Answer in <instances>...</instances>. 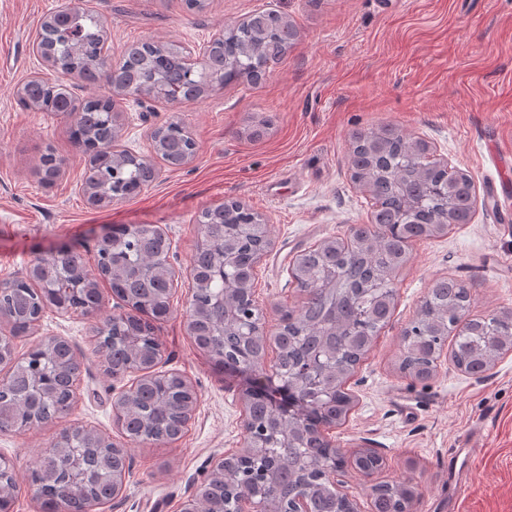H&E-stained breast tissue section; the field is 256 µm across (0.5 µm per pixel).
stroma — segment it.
Here are the masks:
<instances>
[{
	"label": "stroma",
	"mask_w": 512,
	"mask_h": 512,
	"mask_svg": "<svg viewBox=\"0 0 512 512\" xmlns=\"http://www.w3.org/2000/svg\"><path fill=\"white\" fill-rule=\"evenodd\" d=\"M206 3L195 13L184 0H86L105 22L115 61L148 39L201 58L214 35L257 10L279 12L297 30L291 49L258 86H218L182 104L115 97L119 148L150 155L152 131L178 117L197 155L178 169L154 159L158 176L146 190L99 208L84 195L86 157L70 139L66 118L18 103V89L51 70L32 43L60 0H0V281L63 246L75 247L94 268L95 239L108 228L161 226L171 242L176 288L170 315L156 328L160 368L191 380L198 397L176 443H134L114 425L112 402L130 379L105 374L94 351L93 326L122 311L104 283L95 315L52 309L31 336L17 340L21 354L36 340L65 338L84 365L70 414L0 433V456L22 474L63 428L92 427L130 458L122 496L95 512H179L209 462L244 440L238 379L214 366L186 328L199 212L233 199L262 216L272 247L256 266L254 298L275 329L280 308L302 301L289 275L292 257L371 223V201L350 178V137L390 124L471 175L477 203L470 223L413 241L411 259L396 277L393 316L348 378L353 407L328 437L345 456L368 448L384 459L369 479L345 470V489L361 512H370L374 482L414 487L411 512H512V352L480 376L446 356L425 380L398 368L401 331L437 279L470 287L472 315L512 312V223H502L498 212L512 206V194L494 196L498 175L488 156L493 146L512 154V0ZM267 118L269 129L252 136ZM49 150L64 165L47 182L37 165ZM456 448L475 454L463 461L452 493L448 455Z\"/></svg>",
	"instance_id": "1"
}]
</instances>
